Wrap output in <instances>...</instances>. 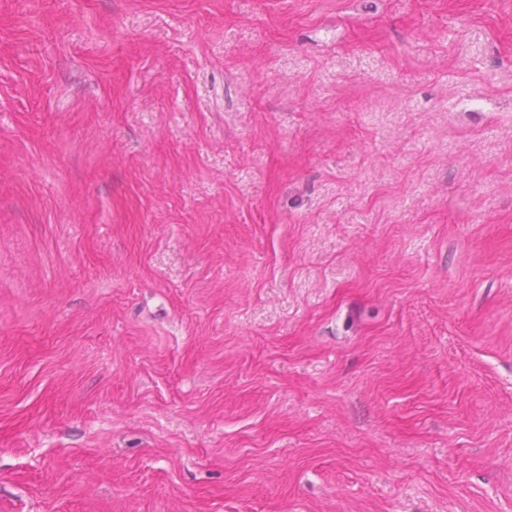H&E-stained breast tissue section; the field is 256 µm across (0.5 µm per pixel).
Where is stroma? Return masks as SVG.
Instances as JSON below:
<instances>
[{"instance_id": "35a3bbf8", "label": "stroma", "mask_w": 512, "mask_h": 512, "mask_svg": "<svg viewBox=\"0 0 512 512\" xmlns=\"http://www.w3.org/2000/svg\"><path fill=\"white\" fill-rule=\"evenodd\" d=\"M0 512H512V0H0Z\"/></svg>"}]
</instances>
